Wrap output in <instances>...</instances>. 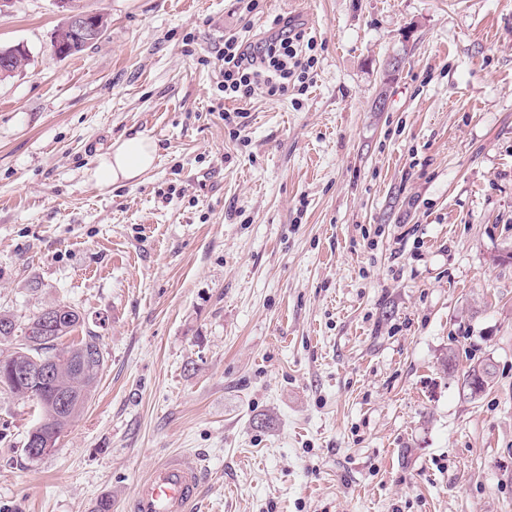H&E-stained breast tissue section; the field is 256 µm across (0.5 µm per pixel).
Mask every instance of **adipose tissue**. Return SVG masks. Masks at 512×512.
I'll use <instances>...</instances> for the list:
<instances>
[{"label": "adipose tissue", "mask_w": 512, "mask_h": 512, "mask_svg": "<svg viewBox=\"0 0 512 512\" xmlns=\"http://www.w3.org/2000/svg\"><path fill=\"white\" fill-rule=\"evenodd\" d=\"M157 159V145L144 134L114 141L95 161L92 178L96 185L109 188L118 183L137 181Z\"/></svg>", "instance_id": "1"}]
</instances>
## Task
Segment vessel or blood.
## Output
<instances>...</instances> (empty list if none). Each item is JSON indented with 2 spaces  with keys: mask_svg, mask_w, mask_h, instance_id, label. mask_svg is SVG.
<instances>
[{
  "mask_svg": "<svg viewBox=\"0 0 512 512\" xmlns=\"http://www.w3.org/2000/svg\"><path fill=\"white\" fill-rule=\"evenodd\" d=\"M202 470L190 454L154 464L141 479L129 512H193L200 495Z\"/></svg>",
  "mask_w": 512,
  "mask_h": 512,
  "instance_id": "obj_1",
  "label": "vessel or blood"
}]
</instances>
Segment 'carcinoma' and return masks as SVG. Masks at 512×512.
<instances>
[{
	"mask_svg": "<svg viewBox=\"0 0 512 512\" xmlns=\"http://www.w3.org/2000/svg\"><path fill=\"white\" fill-rule=\"evenodd\" d=\"M44 319L45 312L41 311L21 325L14 315L0 312V341L11 340L18 335L22 337V343L18 344V347L9 355L0 359V389L35 402L41 413L38 428L58 438L65 428L83 412L103 370L104 356L99 337L91 333L77 342L66 346L60 345L63 338L72 335V332L80 326L81 315L72 307H66L63 314L56 319L54 327L45 332L47 338L30 339L34 331L43 326ZM91 351L97 354L98 359L95 360L90 371L79 375L68 369L54 376L52 384L42 389L30 390L18 386L11 378L4 375L6 366L2 365V362L6 360L15 366L35 367L68 355L74 363L82 357L83 353ZM495 374L493 364L481 362L468 367L463 372L464 384L467 385L474 380L480 381V388L473 391V394L477 395L494 382ZM65 391L71 393V406L65 411H57L51 405V397L57 392Z\"/></svg>",
	"mask_w": 512,
	"mask_h": 512,
	"instance_id": "1",
	"label": "carcinoma"
}]
</instances>
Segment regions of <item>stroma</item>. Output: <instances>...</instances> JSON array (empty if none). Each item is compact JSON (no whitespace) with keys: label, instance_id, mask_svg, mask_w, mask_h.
Returning a JSON list of instances; mask_svg holds the SVG:
<instances>
[{"label":"stroma","instance_id":"obj_1","mask_svg":"<svg viewBox=\"0 0 512 512\" xmlns=\"http://www.w3.org/2000/svg\"><path fill=\"white\" fill-rule=\"evenodd\" d=\"M78 3L108 27L65 58L53 0L0 16L30 52L0 80V310L75 308L104 367L35 460L0 390V512H128L179 453L199 512H512V0ZM278 16L309 89L223 100L225 39ZM134 133L154 168L98 187ZM496 371L493 364L489 362H480L478 365L469 366L467 370L463 372L464 375V387L470 391L471 394H479L482 392L485 387H487L490 383L493 384ZM480 380V388L477 390H472L468 387L470 381ZM490 386V385H489ZM488 386V387H489Z\"/></svg>","mask_w":512,"mask_h":512}]
</instances>
